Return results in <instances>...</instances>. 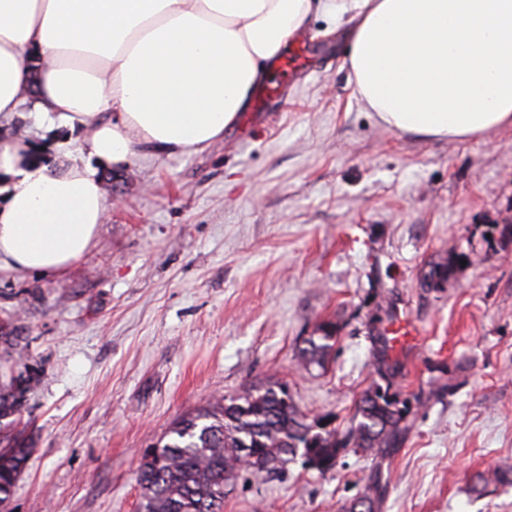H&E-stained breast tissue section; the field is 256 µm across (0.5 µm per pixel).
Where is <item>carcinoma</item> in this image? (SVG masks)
I'll list each match as a JSON object with an SVG mask.
<instances>
[{
  "label": "carcinoma",
  "instance_id": "1",
  "mask_svg": "<svg viewBox=\"0 0 512 512\" xmlns=\"http://www.w3.org/2000/svg\"><path fill=\"white\" fill-rule=\"evenodd\" d=\"M334 328L324 323L319 335L303 340L299 361L304 367L323 368L329 362ZM374 363L380 377L389 380L393 371L384 340L378 341ZM23 392L22 381L14 378L0 387V418L19 412ZM406 413L390 387L376 383L362 393L350 427L338 438L330 431H314L288 387L278 382L218 399L182 416L142 453L137 471L140 512H223L224 487L237 474L234 459L262 472L282 469L301 455L319 473L331 472L349 448L373 453L395 447L405 431ZM29 453L19 444L0 448V512ZM379 506L378 484L371 482L342 512H378Z\"/></svg>",
  "mask_w": 512,
  "mask_h": 512
}]
</instances>
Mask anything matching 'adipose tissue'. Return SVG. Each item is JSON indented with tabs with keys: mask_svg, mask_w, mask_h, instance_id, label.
<instances>
[{
	"mask_svg": "<svg viewBox=\"0 0 512 512\" xmlns=\"http://www.w3.org/2000/svg\"><path fill=\"white\" fill-rule=\"evenodd\" d=\"M345 29L358 93L388 128L466 139L512 126V0H0V115L77 130L60 164L0 143V262L56 275L111 204L102 170L148 145L223 137L311 12Z\"/></svg>",
	"mask_w": 512,
	"mask_h": 512,
	"instance_id": "1",
	"label": "adipose tissue"
}]
</instances>
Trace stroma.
I'll return each instance as SVG.
<instances>
[{"instance_id":"obj_1","label":"stroma","mask_w":512,"mask_h":512,"mask_svg":"<svg viewBox=\"0 0 512 512\" xmlns=\"http://www.w3.org/2000/svg\"><path fill=\"white\" fill-rule=\"evenodd\" d=\"M294 80L247 125L184 153L136 146L101 173L113 208L56 276L0 268V382L28 379L0 439L30 450L11 512H139V457L218 395L287 384L311 422L344 432L376 379L372 336L408 317L391 391L398 447L241 469L224 512H341L376 479L379 512H512V129L462 140L395 132L361 101L343 31L311 17L285 51ZM68 128L28 109L0 142ZM446 269L440 287L420 276ZM336 325L326 368L303 338Z\"/></svg>"}]
</instances>
